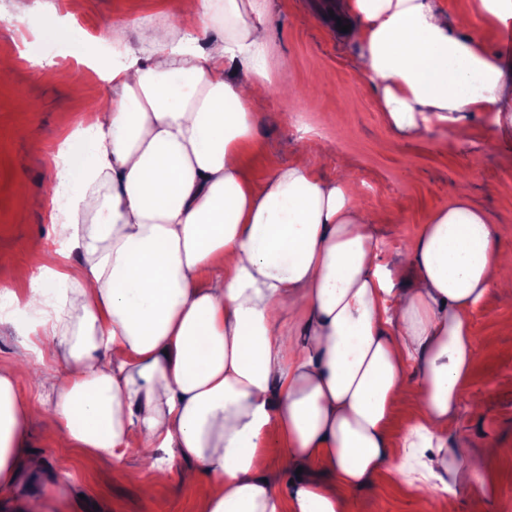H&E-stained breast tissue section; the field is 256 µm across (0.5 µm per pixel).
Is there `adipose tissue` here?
Wrapping results in <instances>:
<instances>
[{
    "mask_svg": "<svg viewBox=\"0 0 512 512\" xmlns=\"http://www.w3.org/2000/svg\"><path fill=\"white\" fill-rule=\"evenodd\" d=\"M72 6L11 0L10 19L22 43L70 41ZM336 16L397 136L465 141L476 112L494 138L512 136V66L463 36L468 16L449 23L439 0H336ZM131 38L105 31L123 59L53 156L69 175L51 217L61 248L36 243L26 265L0 255L32 283L8 295L29 319L0 369V489L45 464L19 392L32 373L60 455L118 464L150 449L143 494L175 473L201 512H347L378 470H401L398 410L413 421L404 447L428 452L417 488L435 498L470 483L482 457L448 436L479 358L469 315L512 279V249L484 211L462 198L433 212L410 263H387L347 179L305 161L250 179L269 93L259 0H178L147 51ZM271 439L322 478L281 496L258 473Z\"/></svg>",
    "mask_w": 512,
    "mask_h": 512,
    "instance_id": "adipose-tissue-1",
    "label": "adipose tissue"
}]
</instances>
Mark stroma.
<instances>
[{"instance_id": "stroma-1", "label": "stroma", "mask_w": 512, "mask_h": 512, "mask_svg": "<svg viewBox=\"0 0 512 512\" xmlns=\"http://www.w3.org/2000/svg\"><path fill=\"white\" fill-rule=\"evenodd\" d=\"M75 29L101 34L107 25L143 27L164 12L175 22L176 0H79ZM270 28L266 62L273 92L263 113L256 144L246 157V173L267 179L268 157L282 163L302 161L299 126L289 117L298 112L301 126L317 139L334 143L332 158L311 156L329 178L347 171L367 213L375 216L372 234L386 245L390 260H410V248L432 212L461 198L482 209L503 245L512 248V142L494 140L481 114L471 119L472 142L457 144L452 134L436 132L400 139L386 126L375 106L371 82L358 81V48L327 17L328 0H263ZM10 0H0V54L17 57L14 80L0 86V252L28 263L33 243L54 237L43 206L55 174L52 153L78 122L84 107L66 87L37 80L19 59L20 39L8 20ZM30 98L37 107L18 111L17 100ZM42 139L47 151L32 154L28 143ZM482 356L463 388L460 413L451 436L465 437L471 447H496L474 477L472 489H456V512H512V285L493 289L483 307L470 316ZM54 426L37 418L30 425L32 453L46 460L40 472L22 471L15 491L0 492V512H22V501L51 495L67 512H200L191 487L178 480L157 488L151 499L122 481L120 466L139 462L129 451L122 465L76 453L58 456ZM260 474L281 492H289L299 476L320 477L311 466L296 474L268 443ZM424 506L403 477L381 470L349 496V512H423Z\"/></svg>"}]
</instances>
